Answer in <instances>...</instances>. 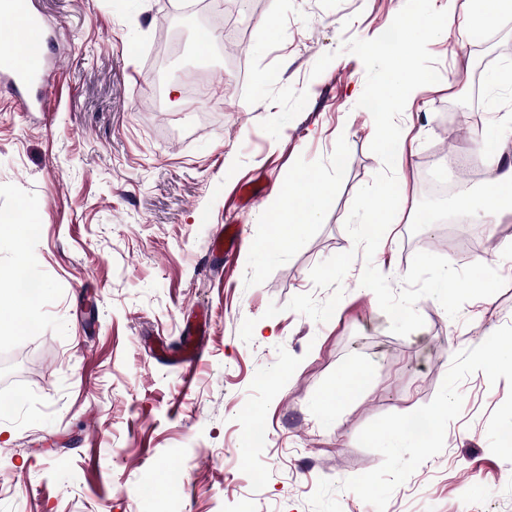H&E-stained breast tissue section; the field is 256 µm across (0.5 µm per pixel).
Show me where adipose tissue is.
<instances>
[{"mask_svg":"<svg viewBox=\"0 0 512 512\" xmlns=\"http://www.w3.org/2000/svg\"><path fill=\"white\" fill-rule=\"evenodd\" d=\"M481 151L494 178L481 197L479 218L482 223L496 224L512 212V164L504 162L506 145L503 140H483ZM327 202L328 193L317 176L303 174L293 179L267 212L269 240L284 239L288 231L307 223L310 216L319 213Z\"/></svg>","mask_w":512,"mask_h":512,"instance_id":"ef3b65f1","label":"adipose tissue"}]
</instances>
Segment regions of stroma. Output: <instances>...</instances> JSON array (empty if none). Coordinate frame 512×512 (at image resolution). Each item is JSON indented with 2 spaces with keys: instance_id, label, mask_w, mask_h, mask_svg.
Segmentation results:
<instances>
[{
  "instance_id": "1",
  "label": "stroma",
  "mask_w": 512,
  "mask_h": 512,
  "mask_svg": "<svg viewBox=\"0 0 512 512\" xmlns=\"http://www.w3.org/2000/svg\"><path fill=\"white\" fill-rule=\"evenodd\" d=\"M33 2L55 64L50 109L29 112L0 93V213L24 212L37 227L0 236V308L14 305L17 268L39 288L29 331L0 324V400H12L0 410V512H313L319 480L381 464L358 443L362 429L431 402L455 353L512 325V216L415 221L422 169L454 181L443 148L473 142L462 100L479 97L482 130L512 126V83L492 81L512 69V14L465 37L467 0H432L448 13L447 34L429 44L441 80L415 89L398 119L400 206L368 261L345 221L383 164L370 150L373 117L358 105L365 67L342 45L379 36L405 0H258L233 20L239 65L218 38L207 57L195 51L220 0L188 17L181 0ZM304 171L319 176L328 204L291 242L267 241V209ZM252 179L265 191L241 206L236 192ZM227 224L243 244L223 264L209 245ZM437 234L465 240L506 284L454 319L421 298L423 327L396 335L360 284L365 265L401 290L416 252L447 256ZM350 250L329 321L287 310L298 294L327 300L310 271ZM272 304L282 311L269 322ZM200 313L193 371L159 362L154 346L178 349ZM352 369L365 373L363 388L323 407ZM459 390L443 451L385 512H512V463L487 438L512 388L477 371Z\"/></svg>"
}]
</instances>
